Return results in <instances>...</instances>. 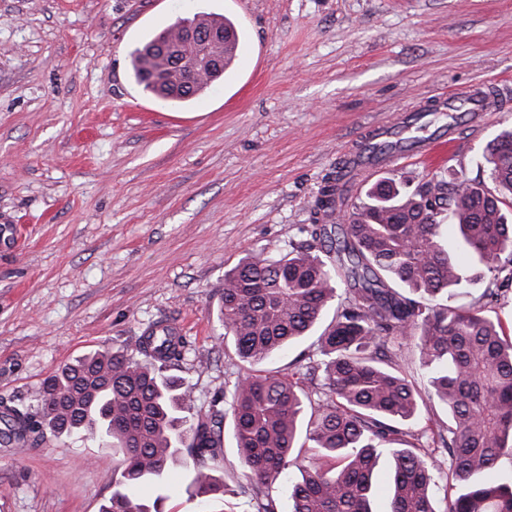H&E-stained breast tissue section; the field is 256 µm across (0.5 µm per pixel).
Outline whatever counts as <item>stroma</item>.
<instances>
[{
	"mask_svg": "<svg viewBox=\"0 0 512 512\" xmlns=\"http://www.w3.org/2000/svg\"><path fill=\"white\" fill-rule=\"evenodd\" d=\"M199 12L235 24L233 67L183 108L144 95L129 50ZM478 81L512 82V0H0V224L22 232L0 255V402L101 346L138 356L167 320L207 409L249 369L222 342L225 270L307 239L363 127ZM510 125L512 103L445 161L385 175L487 181ZM122 459L85 435L0 446V512H100ZM191 480L167 472L166 512H198Z\"/></svg>",
	"mask_w": 512,
	"mask_h": 512,
	"instance_id": "obj_1",
	"label": "stroma"
}]
</instances>
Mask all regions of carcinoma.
<instances>
[{"label":"carcinoma","mask_w":512,"mask_h":512,"mask_svg":"<svg viewBox=\"0 0 512 512\" xmlns=\"http://www.w3.org/2000/svg\"><path fill=\"white\" fill-rule=\"evenodd\" d=\"M176 28L222 31L239 42L231 21L195 13L137 43L129 52L137 83L169 104L221 78L216 70L191 85L170 80L178 66L167 40ZM483 158L491 188L462 173L411 191L382 179L346 209L341 162L316 196L308 239L278 260L248 256L224 271V341L253 367L308 335L344 291L319 336L321 359L306 372L251 370L234 384L229 408L217 398L190 424V386L167 374L187 342L157 321L143 333L144 360L104 346L63 365L29 401L6 407L0 444L35 446L48 432L96 435L124 455L101 512H163V496L146 501L132 488L180 462L192 465L195 496L224 492L216 461L229 416L246 479L239 494L256 512H277L272 487L297 463L298 448L309 457L288 487L291 512H373L381 448L394 460L388 512H512V476L496 472L512 455V336L483 306L439 302L487 273L496 283L486 289L491 303L512 285V219L501 207L512 197V128L486 144ZM449 225L461 235L457 253L444 242ZM471 255L483 270L468 276ZM411 340L428 372L424 392L397 360ZM436 400L448 410V473L461 485L442 510L433 495L441 469L426 432L414 429Z\"/></svg>","instance_id":"carcinoma-1"}]
</instances>
